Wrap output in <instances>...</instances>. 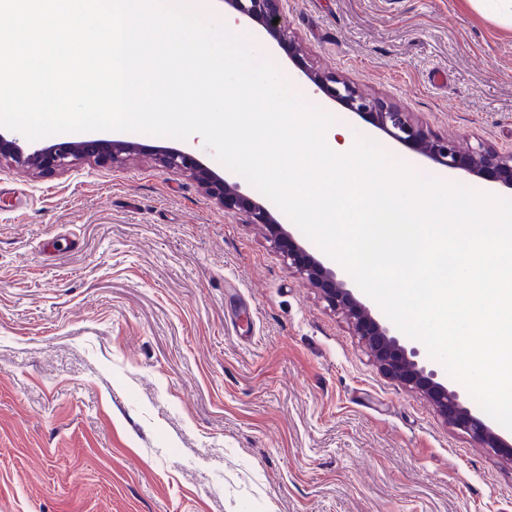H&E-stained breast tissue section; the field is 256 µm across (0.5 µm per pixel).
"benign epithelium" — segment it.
<instances>
[{
    "mask_svg": "<svg viewBox=\"0 0 512 512\" xmlns=\"http://www.w3.org/2000/svg\"><path fill=\"white\" fill-rule=\"evenodd\" d=\"M284 0H224L225 10L245 18L262 28L288 57H297L295 37L291 35ZM278 23H273V20ZM305 77L331 99L368 123L385 132L397 142L411 146L421 156L463 177H478L512 189V152H501L490 145L462 151L448 138H432L416 121L412 113L394 102L386 103L363 95L346 78L314 66H304ZM144 148L121 140L90 139L63 142L26 153L17 139L0 133V162L12 161L40 171L65 170L81 160L120 163ZM156 167L163 172L182 173L194 179L205 192L224 206L227 213H241L254 224H264L273 230L274 247L298 275L320 289L328 306L343 311L356 332L369 346L383 372L401 384L424 393L452 424L459 426L484 446L512 461V447L503 442L483 420L464 405L461 395L437 380L434 369L417 360L419 352L407 347L391 327L375 319L359 301L346 282L338 278L335 269L310 256L278 224L271 211L261 202L250 198L232 183L206 167L194 155L178 149H157L152 153Z\"/></svg>",
    "mask_w": 512,
    "mask_h": 512,
    "instance_id": "obj_1",
    "label": "benign epithelium"
}]
</instances>
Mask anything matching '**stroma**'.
I'll use <instances>...</instances> for the list:
<instances>
[{
    "label": "stroma",
    "mask_w": 512,
    "mask_h": 512,
    "mask_svg": "<svg viewBox=\"0 0 512 512\" xmlns=\"http://www.w3.org/2000/svg\"><path fill=\"white\" fill-rule=\"evenodd\" d=\"M284 7L312 64L512 151V29L474 0ZM269 236L144 155L0 163V512H512V462L386 375Z\"/></svg>",
    "instance_id": "stroma-1"
}]
</instances>
